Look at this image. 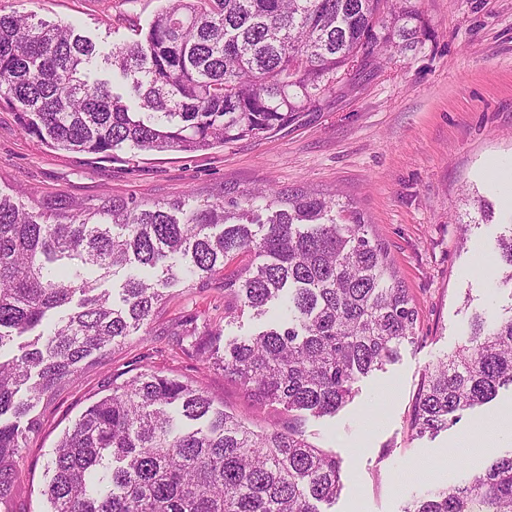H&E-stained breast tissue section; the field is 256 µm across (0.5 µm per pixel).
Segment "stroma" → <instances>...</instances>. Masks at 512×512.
<instances>
[{
	"instance_id": "obj_1",
	"label": "stroma",
	"mask_w": 512,
	"mask_h": 512,
	"mask_svg": "<svg viewBox=\"0 0 512 512\" xmlns=\"http://www.w3.org/2000/svg\"><path fill=\"white\" fill-rule=\"evenodd\" d=\"M16 10L76 26L101 47L147 28L161 0H11ZM425 24L422 48L362 71L315 112L277 133L195 153L145 154L130 162L48 149L0 111V178L42 195L80 201L136 195L155 201L189 191L259 185L283 190H341L387 246L409 288L418 338L397 359L357 384L336 415L306 416L310 442L341 459L344 488L326 512H403L412 495L456 482L479 468L474 433L507 436L501 414L512 390L461 412L433 435L413 436L409 418L425 369L466 338L474 314L507 302L494 289V238L504 232L494 173L512 169V0H413ZM494 211L470 221L473 197ZM166 319L224 316L219 287H174ZM170 370L205 387L226 410L251 417L248 398L223 373L205 369L171 336L137 333L104 362L88 367L46 411L44 431L17 462L22 473L14 512H47L45 464L89 395L112 372Z\"/></svg>"
}]
</instances>
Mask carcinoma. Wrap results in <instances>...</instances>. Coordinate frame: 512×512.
<instances>
[{"label": "carcinoma", "mask_w": 512, "mask_h": 512, "mask_svg": "<svg viewBox=\"0 0 512 512\" xmlns=\"http://www.w3.org/2000/svg\"><path fill=\"white\" fill-rule=\"evenodd\" d=\"M410 0H165L146 30L100 54L72 25L0 9V110L46 145L101 160L198 152L278 132L384 55L422 43ZM109 69L101 78L97 57ZM264 203L266 220L255 215ZM494 277L512 300V228ZM135 264L121 304L103 284ZM224 288V319H287L224 338L192 314L170 335L288 420L263 425L163 371L112 375L46 464L51 512H321L342 462L308 441L300 412L335 414L355 384L415 339L418 311L363 214L334 194L265 189L239 197L76 202L0 185V509L16 458L85 367L150 329L170 289ZM512 388V304L472 317L461 345L422 376L413 434ZM403 512H512V448Z\"/></svg>", "instance_id": "1"}]
</instances>
